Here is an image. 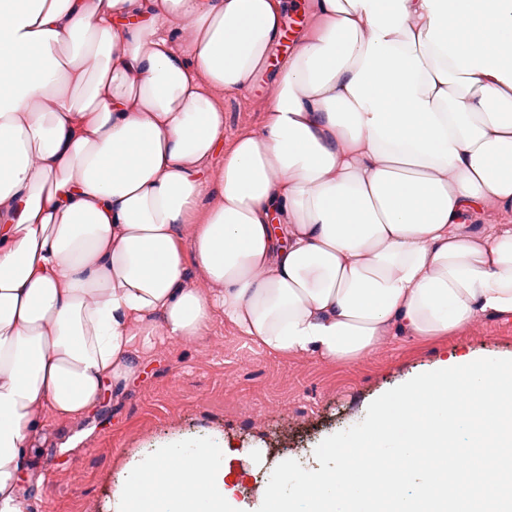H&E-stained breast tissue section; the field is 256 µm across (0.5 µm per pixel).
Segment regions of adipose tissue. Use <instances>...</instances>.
Instances as JSON below:
<instances>
[{
	"instance_id": "obj_1",
	"label": "adipose tissue",
	"mask_w": 512,
	"mask_h": 512,
	"mask_svg": "<svg viewBox=\"0 0 512 512\" xmlns=\"http://www.w3.org/2000/svg\"><path fill=\"white\" fill-rule=\"evenodd\" d=\"M305 9L276 64L284 0H0V512L41 410L80 417L214 310L342 360L512 314V226L476 229L512 214V0ZM269 76H259L250 90L224 95V144L247 133L257 132L264 121V106L269 91Z\"/></svg>"
}]
</instances>
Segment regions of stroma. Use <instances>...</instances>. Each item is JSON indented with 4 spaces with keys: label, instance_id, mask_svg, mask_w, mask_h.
<instances>
[{
    "label": "stroma",
    "instance_id": "35a3bbf8",
    "mask_svg": "<svg viewBox=\"0 0 512 512\" xmlns=\"http://www.w3.org/2000/svg\"><path fill=\"white\" fill-rule=\"evenodd\" d=\"M268 77L224 96V142L259 131ZM512 358V316L481 318L455 333L399 332L354 361L281 354L251 342L222 311L201 338L157 335L129 380L110 387L82 425L42 418L21 475L26 512H111L112 490L145 448L196 437L225 440L262 459L314 463L326 437L359 423L388 390L456 355ZM255 410L245 416L239 402Z\"/></svg>",
    "mask_w": 512,
    "mask_h": 512
}]
</instances>
